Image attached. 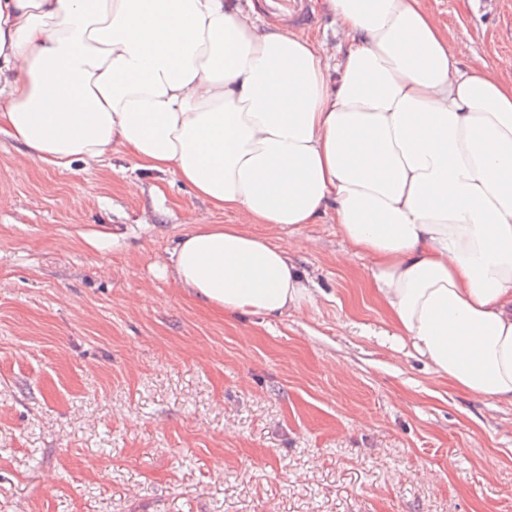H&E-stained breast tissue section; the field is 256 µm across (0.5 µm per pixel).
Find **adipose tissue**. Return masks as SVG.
Here are the masks:
<instances>
[{"label": "adipose tissue", "instance_id": "ef3b65f1", "mask_svg": "<svg viewBox=\"0 0 512 512\" xmlns=\"http://www.w3.org/2000/svg\"><path fill=\"white\" fill-rule=\"evenodd\" d=\"M323 5L343 57L235 0H0L14 173L92 166L119 146L233 210V224L197 219L171 252L174 279L226 313L316 306L296 230L331 215L369 256L399 348L512 405V57L459 68L466 44L421 0Z\"/></svg>", "mask_w": 512, "mask_h": 512}]
</instances>
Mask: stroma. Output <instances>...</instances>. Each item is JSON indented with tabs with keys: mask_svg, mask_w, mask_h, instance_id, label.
<instances>
[{
	"mask_svg": "<svg viewBox=\"0 0 512 512\" xmlns=\"http://www.w3.org/2000/svg\"><path fill=\"white\" fill-rule=\"evenodd\" d=\"M423 2L460 67L512 56V0ZM20 151L1 131L0 512H512V406L382 339L330 218L299 229L314 308L227 315L162 269L234 212L120 150L22 178Z\"/></svg>",
	"mask_w": 512,
	"mask_h": 512,
	"instance_id": "35a3bbf8",
	"label": "stroma"
}]
</instances>
